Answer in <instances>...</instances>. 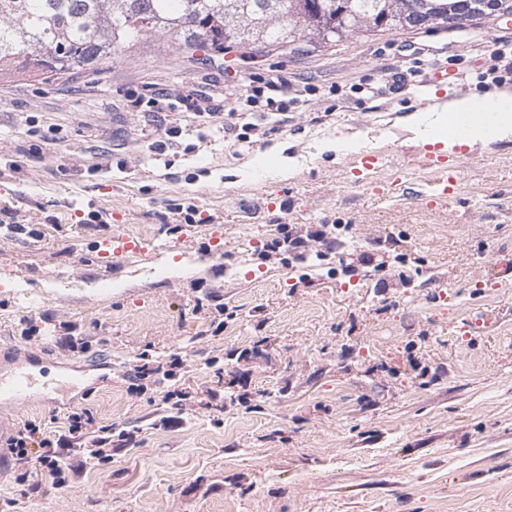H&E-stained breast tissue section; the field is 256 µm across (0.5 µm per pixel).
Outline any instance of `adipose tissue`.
I'll list each match as a JSON object with an SVG mask.
<instances>
[{
  "mask_svg": "<svg viewBox=\"0 0 512 512\" xmlns=\"http://www.w3.org/2000/svg\"><path fill=\"white\" fill-rule=\"evenodd\" d=\"M482 103L485 115L494 114V122L486 123L485 115L474 119L465 136H456L448 123V117L469 111L472 99L468 96H459L440 104L438 107L440 116L431 124H424L421 117H414L411 127L418 130L426 142L439 143L447 149L459 143L472 146L490 139L512 137V93L504 91L488 95L483 98Z\"/></svg>",
  "mask_w": 512,
  "mask_h": 512,
  "instance_id": "adipose-tissue-1",
  "label": "adipose tissue"
}]
</instances>
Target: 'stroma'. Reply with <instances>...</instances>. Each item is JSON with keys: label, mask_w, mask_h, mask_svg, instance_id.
<instances>
[{"label": "stroma", "mask_w": 512, "mask_h": 512, "mask_svg": "<svg viewBox=\"0 0 512 512\" xmlns=\"http://www.w3.org/2000/svg\"><path fill=\"white\" fill-rule=\"evenodd\" d=\"M498 38L512 22L494 16L304 55L159 36L94 78L0 82V152L17 162L0 164V201L41 232H0V367L41 361L40 400L0 404V423L60 433L85 410L138 433L63 487L1 463L0 512H512V139L455 146L458 188L439 198L424 158L441 147L409 129L433 104L485 96ZM410 67L411 86L382 78ZM252 73L308 89L275 134L242 151L221 128L191 131L171 167L148 157L165 115L145 86L220 105L251 95ZM172 200L198 207L176 234ZM92 210L140 240L138 266L98 254ZM282 224L332 225L341 246L262 259ZM219 302L232 316L214 336ZM174 354L178 377L135 389L136 365ZM181 388L193 397L166 427Z\"/></svg>", "instance_id": "stroma-1"}]
</instances>
